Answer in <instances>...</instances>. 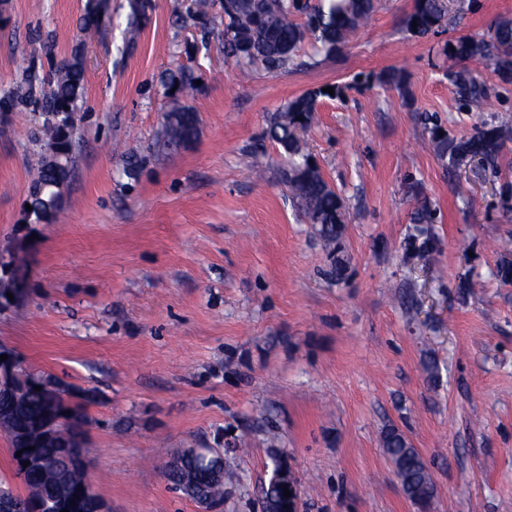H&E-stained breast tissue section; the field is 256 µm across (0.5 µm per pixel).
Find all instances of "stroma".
Wrapping results in <instances>:
<instances>
[{
	"label": "stroma",
	"instance_id": "obj_1",
	"mask_svg": "<svg viewBox=\"0 0 512 512\" xmlns=\"http://www.w3.org/2000/svg\"><path fill=\"white\" fill-rule=\"evenodd\" d=\"M86 0H0V94L20 67L79 45ZM129 0L84 47L79 155L54 220L24 221L46 146L35 112L0 114V254H18L21 301L0 307V345L83 405L86 460L109 512H203L166 478L186 448H219L235 472L222 512H261L275 459L300 512H419L381 437L398 429L436 485L430 512H512V140L497 171L448 170L429 129L470 134L512 113L493 66L484 111L460 110L449 40L512 18V0H450L419 36L414 0H376L333 56L239 75L224 57L220 6L150 0L129 37ZM402 70L404 90L360 79ZM184 71L199 133L158 146L161 82ZM342 87L303 132L345 200L336 254L324 248L265 137L292 98ZM264 174L247 177L243 155ZM139 166L127 177V163ZM465 196H458V188ZM434 220H414L421 205ZM427 240L420 252L413 239Z\"/></svg>",
	"mask_w": 512,
	"mask_h": 512
}]
</instances>
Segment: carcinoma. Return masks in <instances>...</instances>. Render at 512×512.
Segmentation results:
<instances>
[{
	"instance_id": "carcinoma-1",
	"label": "carcinoma",
	"mask_w": 512,
	"mask_h": 512,
	"mask_svg": "<svg viewBox=\"0 0 512 512\" xmlns=\"http://www.w3.org/2000/svg\"><path fill=\"white\" fill-rule=\"evenodd\" d=\"M375 0H318L314 5L300 0H222L224 13V54L234 59L243 75L262 68L268 72H285L294 64L296 52L305 42L326 56L339 51L349 38L369 20ZM111 13L109 0H87L80 19V30L86 34L99 32ZM448 15L447 0H416L413 12L406 19L407 28L417 23L415 34L424 36L442 27ZM448 57L463 64L448 71L459 103L468 109H480L489 99L487 84L480 74L464 66L467 61H485L494 65L500 80L512 83V19H501L488 36L459 37ZM49 69L44 71L31 62L21 70L16 88L0 96V112L26 109L44 117L43 127L49 143L62 152L60 162H42L35 182L37 196L30 198L33 213L44 221L57 211L63 186L73 168L74 130L85 94V71L81 47H76L68 60L55 61L52 52ZM190 85L184 77L170 75L162 83L163 94L171 108L164 115L160 144L164 147L188 144L198 134L197 110L180 102ZM329 96L322 89L308 91L289 100L270 120L265 134L278 144L285 154L287 169L284 182L292 198L310 224L318 225L317 233L329 253L336 252L343 235L344 205L341 196L323 178L320 168L301 146L300 132L310 128L318 112V99ZM512 134V115L504 114L483 123L461 138L440 134L439 126L429 129L430 145L448 168L463 161L476 159L495 169L506 141L503 133ZM19 423L25 424L43 407L40 395H21L16 399ZM383 447L398 468L409 500L422 509L430 506L435 495L432 477L417 449L397 430L386 432ZM54 471L52 484L43 482L42 475L28 471L22 477L28 506L44 502L60 488L80 492L83 477L65 462L67 449L42 446L35 449ZM212 465L197 459H184L179 468L166 473L178 490L184 479L193 476L195 500L224 499V477L209 474Z\"/></svg>"
}]
</instances>
